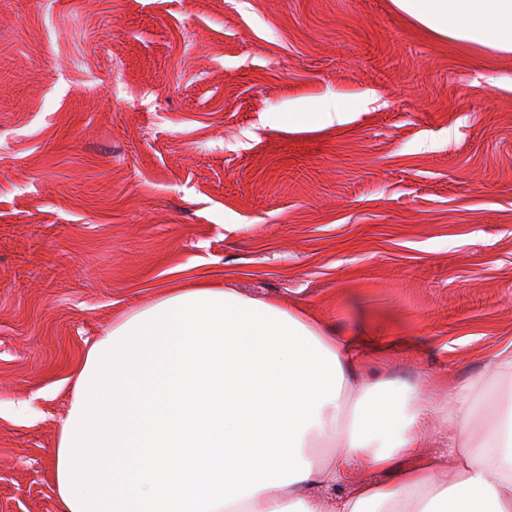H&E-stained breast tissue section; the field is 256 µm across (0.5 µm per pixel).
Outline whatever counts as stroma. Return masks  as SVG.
<instances>
[{
	"label": "stroma",
	"mask_w": 512,
	"mask_h": 512,
	"mask_svg": "<svg viewBox=\"0 0 512 512\" xmlns=\"http://www.w3.org/2000/svg\"><path fill=\"white\" fill-rule=\"evenodd\" d=\"M335 100L352 121L271 120ZM210 274L361 339L371 378L483 371L512 343V54L392 0H0V512H62L71 371Z\"/></svg>",
	"instance_id": "1"
}]
</instances>
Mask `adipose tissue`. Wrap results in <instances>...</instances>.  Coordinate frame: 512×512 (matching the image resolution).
Masks as SVG:
<instances>
[{
    "label": "adipose tissue",
    "mask_w": 512,
    "mask_h": 512,
    "mask_svg": "<svg viewBox=\"0 0 512 512\" xmlns=\"http://www.w3.org/2000/svg\"><path fill=\"white\" fill-rule=\"evenodd\" d=\"M512 54V0H393ZM337 104L276 113L292 130ZM314 317L207 284L113 322L52 450L63 512H512V348L448 385L373 380Z\"/></svg>",
    "instance_id": "ef3b65f1"
}]
</instances>
